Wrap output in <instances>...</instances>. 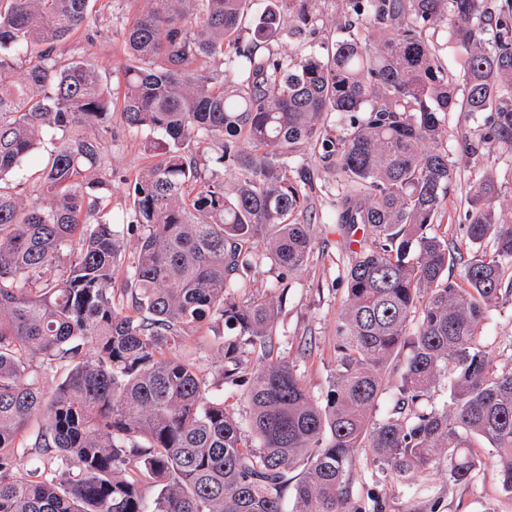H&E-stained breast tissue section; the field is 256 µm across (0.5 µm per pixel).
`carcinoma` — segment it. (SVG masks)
Returning a JSON list of instances; mask_svg holds the SVG:
<instances>
[{
    "instance_id": "1",
    "label": "carcinoma",
    "mask_w": 512,
    "mask_h": 512,
    "mask_svg": "<svg viewBox=\"0 0 512 512\" xmlns=\"http://www.w3.org/2000/svg\"><path fill=\"white\" fill-rule=\"evenodd\" d=\"M89 2L0 0V512H362L358 449L412 485L443 461L468 483L478 441L512 492V370L480 344L512 294V224L491 178L465 197L459 235L442 229L448 113H485L471 152L512 150V0H340L344 36L288 60L269 46L305 34L317 0H143L111 26L120 95L91 61L94 36L70 44ZM338 113L350 129L337 139ZM115 122L148 134L124 224L94 192L114 181ZM304 145L336 175L348 253L321 398L273 358L274 297H231L257 266L281 282L309 259ZM37 152L30 185L17 175ZM216 322L243 420L182 354ZM397 365L400 398L376 420ZM39 414L40 465L25 470Z\"/></svg>"
}]
</instances>
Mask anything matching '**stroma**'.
Instances as JSON below:
<instances>
[{"label": "stroma", "instance_id": "35a3bbf8", "mask_svg": "<svg viewBox=\"0 0 512 512\" xmlns=\"http://www.w3.org/2000/svg\"><path fill=\"white\" fill-rule=\"evenodd\" d=\"M137 8L136 0H93L91 5L90 27L99 33L95 60L105 83L114 88L121 79L120 67L125 62V54L120 44L112 41L110 26ZM340 9V0H319L313 21L314 35L279 46V53L292 57L303 55L319 49L324 41L338 37L336 18ZM447 122L448 157L457 170L449 195L451 213L459 212L460 202L472 183L488 176L495 183V203L500 218L503 223L512 224V152L491 147L472 156L465 153L462 140L479 136L483 124L481 114L452 112ZM142 140L141 134L120 130L109 147V161L117 179L107 196L112 216L118 221L128 218L130 213L127 182L134 179L146 163ZM301 158L314 176L315 191L307 214L312 226L313 253L303 270L284 281L282 287H275L276 273L267 266L258 269L254 285L258 288L274 285L275 352L295 367L311 393L319 397L325 395L336 369L334 326L343 301L339 278L346 249L343 230L335 220L338 206L334 175L319 161L313 147L302 148ZM223 332V326L214 325L207 337L190 341L185 353L207 376L210 394L225 395L240 412L244 409L243 403L235 393L226 390L213 369L217 354L211 342ZM307 341L313 346L308 355L302 351ZM481 344L494 356L499 368L512 370V297L503 299L489 314ZM475 454L481 468L475 480L449 483L448 472L443 469L417 491L410 492L387 478L373 463L367 449H360L350 475L352 496L363 502L368 491H376L383 500L384 512H512V493L503 490L486 449H476Z\"/></svg>", "mask_w": 512, "mask_h": 512}]
</instances>
